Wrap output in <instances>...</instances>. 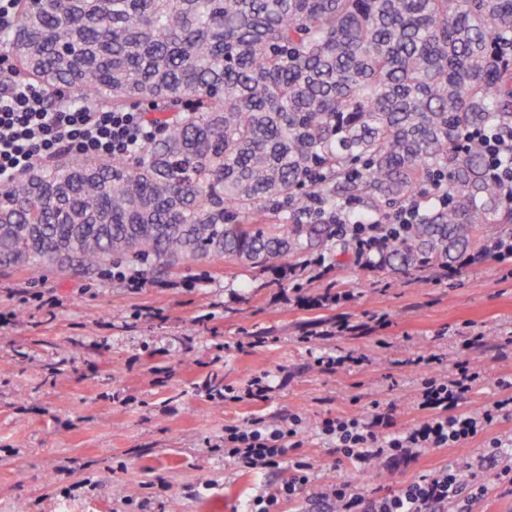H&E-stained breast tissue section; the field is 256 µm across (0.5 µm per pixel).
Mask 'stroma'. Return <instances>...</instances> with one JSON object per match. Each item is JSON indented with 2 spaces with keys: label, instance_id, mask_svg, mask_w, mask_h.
<instances>
[{
  "label": "stroma",
  "instance_id": "stroma-1",
  "mask_svg": "<svg viewBox=\"0 0 512 512\" xmlns=\"http://www.w3.org/2000/svg\"><path fill=\"white\" fill-rule=\"evenodd\" d=\"M325 258L327 275L304 274L297 288L225 261L138 290L109 276L0 269V512H245L288 475L225 463L215 447L225 424L255 417L295 413L307 428L299 453L314 466L312 481L287 512H306L330 479L379 498L512 435L509 416L469 447L431 449L394 469L363 474L341 461L320 432L323 418L367 416L376 402L396 428L423 418L418 355H436L450 371L466 360L483 366L461 409L500 396L498 380H512V261L491 258L449 278L435 268L403 276L365 267L350 250ZM338 322L355 332L325 345L353 361L318 369L305 338ZM466 327L476 338L469 348ZM260 372L274 389L249 403H214L194 387L239 386ZM87 478L98 488H80ZM150 482L160 492L148 493Z\"/></svg>",
  "mask_w": 512,
  "mask_h": 512
}]
</instances>
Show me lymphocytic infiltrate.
I'll return each instance as SVG.
<instances>
[{"instance_id": "1", "label": "lymphocytic infiltrate", "mask_w": 512, "mask_h": 512, "mask_svg": "<svg viewBox=\"0 0 512 512\" xmlns=\"http://www.w3.org/2000/svg\"><path fill=\"white\" fill-rule=\"evenodd\" d=\"M153 113L95 109L64 92L51 94L40 82L14 79L0 82V185L9 183L34 161L63 155L123 157L134 153L156 134ZM490 158L492 174L505 197H512V141L492 130L470 136ZM418 205L376 219L353 220L337 216L342 236L351 242L358 259L371 262L385 243L389 228L404 229L415 223ZM435 356H417L424 370L419 406L425 417L401 430H393L389 414L327 417L323 435L335 438L336 449L356 471L369 472L375 464L398 467L415 461L433 448H456L475 438L499 416L512 415V395L485 406L460 410L459 401L480 381L483 370L470 362L457 364L455 373L436 370ZM305 431L299 415L267 421L254 418L246 425H228L219 445L224 460L252 470H273L287 465L290 475L255 496L249 512H279L282 503L294 501L309 483L311 462L289 457L302 447ZM512 446V437L495 438L482 453L472 456L461 469H442L421 482L381 498L355 492L349 481L336 477L313 495L312 512H471L485 488L465 485L463 471L475 472L495 463L500 448Z\"/></svg>"}]
</instances>
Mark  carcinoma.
<instances>
[{
	"mask_svg": "<svg viewBox=\"0 0 512 512\" xmlns=\"http://www.w3.org/2000/svg\"><path fill=\"white\" fill-rule=\"evenodd\" d=\"M24 4L6 48L28 75L161 129L132 155L38 161L0 185V268L281 272L349 247L303 218L315 198L369 218L420 202L379 256L396 273L512 239V205L465 142L512 137V0Z\"/></svg>",
	"mask_w": 512,
	"mask_h": 512,
	"instance_id": "cac0c4a2",
	"label": "carcinoma"
}]
</instances>
